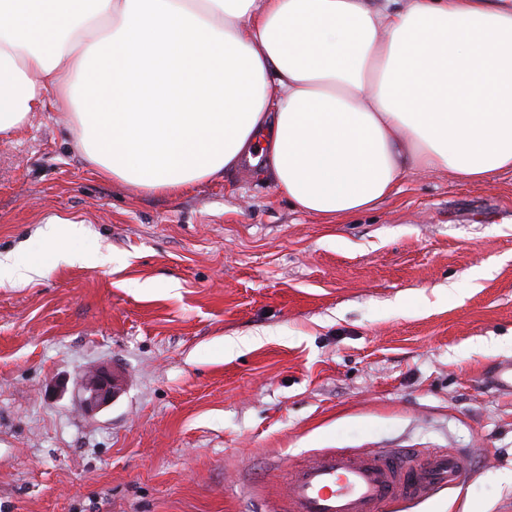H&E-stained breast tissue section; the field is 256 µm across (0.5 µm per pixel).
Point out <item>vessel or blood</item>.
<instances>
[{"mask_svg":"<svg viewBox=\"0 0 512 512\" xmlns=\"http://www.w3.org/2000/svg\"><path fill=\"white\" fill-rule=\"evenodd\" d=\"M466 468L458 454L327 449L290 472L286 512H381L392 500L425 499L454 485Z\"/></svg>","mask_w":512,"mask_h":512,"instance_id":"1","label":"vessel or blood"}]
</instances>
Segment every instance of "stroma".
Here are the masks:
<instances>
[{"label": "stroma", "instance_id": "obj_1", "mask_svg": "<svg viewBox=\"0 0 512 512\" xmlns=\"http://www.w3.org/2000/svg\"><path fill=\"white\" fill-rule=\"evenodd\" d=\"M60 221L82 234L50 244ZM12 251L47 272L0 287V512H285L328 448L468 455L383 512H512V395L487 383L512 361L511 170L412 172L327 224L249 165L174 195L101 177L38 112L0 137ZM97 366L122 392L89 413L75 381Z\"/></svg>", "mask_w": 512, "mask_h": 512}]
</instances>
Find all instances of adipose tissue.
Listing matches in <instances>:
<instances>
[{
  "instance_id": "obj_1",
  "label": "adipose tissue",
  "mask_w": 512,
  "mask_h": 512,
  "mask_svg": "<svg viewBox=\"0 0 512 512\" xmlns=\"http://www.w3.org/2000/svg\"><path fill=\"white\" fill-rule=\"evenodd\" d=\"M48 110L102 177L248 163L331 222L512 170V0H0V137Z\"/></svg>"
}]
</instances>
